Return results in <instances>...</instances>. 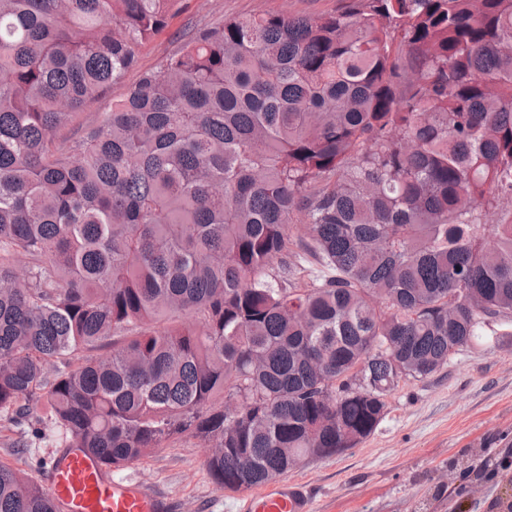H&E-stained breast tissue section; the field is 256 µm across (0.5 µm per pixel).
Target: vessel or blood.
<instances>
[{"mask_svg": "<svg viewBox=\"0 0 512 512\" xmlns=\"http://www.w3.org/2000/svg\"><path fill=\"white\" fill-rule=\"evenodd\" d=\"M50 496L62 512H172L173 503L139 479H116L95 456L77 448L55 455L45 475ZM242 512H312L310 488L276 478L247 494Z\"/></svg>", "mask_w": 512, "mask_h": 512, "instance_id": "obj_1", "label": "vessel or blood"}]
</instances>
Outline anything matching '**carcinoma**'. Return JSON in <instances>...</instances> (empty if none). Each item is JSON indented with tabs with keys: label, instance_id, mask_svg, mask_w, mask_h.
<instances>
[{
	"label": "carcinoma",
	"instance_id": "carcinoma-1",
	"mask_svg": "<svg viewBox=\"0 0 512 512\" xmlns=\"http://www.w3.org/2000/svg\"><path fill=\"white\" fill-rule=\"evenodd\" d=\"M178 2L0 0V413L237 491L512 338V0L212 23L58 140ZM0 512L61 510L0 463Z\"/></svg>",
	"mask_w": 512,
	"mask_h": 512
}]
</instances>
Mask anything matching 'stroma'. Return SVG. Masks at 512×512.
I'll return each instance as SVG.
<instances>
[{
    "mask_svg": "<svg viewBox=\"0 0 512 512\" xmlns=\"http://www.w3.org/2000/svg\"><path fill=\"white\" fill-rule=\"evenodd\" d=\"M338 6L339 0H180L136 67L57 136L72 138L95 124L141 72L159 69L198 27L280 10L325 14ZM56 452L55 431L36 436L28 420L0 421V462L32 480L41 481ZM206 454L197 439L185 437L112 474L143 478L177 512H240L238 493L216 484ZM290 475L310 486L313 512H505L512 503V344L464 349L430 378L400 385L366 440L339 455L304 460Z\"/></svg>",
    "mask_w": 512,
    "mask_h": 512,
    "instance_id": "stroma-1",
    "label": "stroma"
}]
</instances>
